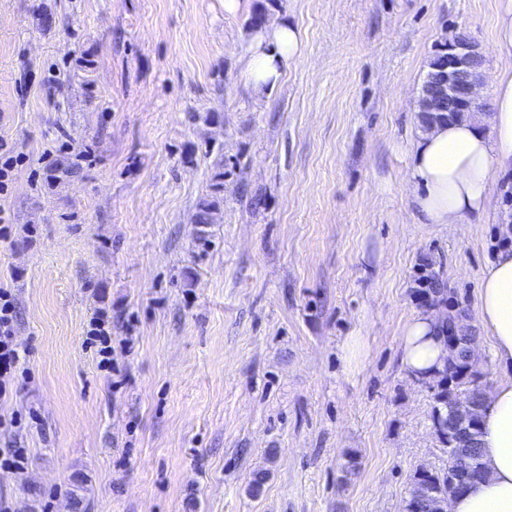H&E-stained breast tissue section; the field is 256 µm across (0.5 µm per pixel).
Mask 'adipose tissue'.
Segmentation results:
<instances>
[{
  "label": "adipose tissue",
  "mask_w": 512,
  "mask_h": 512,
  "mask_svg": "<svg viewBox=\"0 0 512 512\" xmlns=\"http://www.w3.org/2000/svg\"><path fill=\"white\" fill-rule=\"evenodd\" d=\"M302 52V33L291 23L255 28L243 58L246 88L261 95ZM492 97L489 117L434 124L414 144L409 180L419 188L413 202L424 223L456 224L482 215L493 172L512 169V69L495 75ZM478 316L495 358L512 369V249L501 250L483 269ZM403 348L411 377L427 378L442 368L448 349L432 310H420L406 324ZM481 448L487 476L456 496L449 512H512V378L486 398Z\"/></svg>",
  "instance_id": "ef3b65f1"
}]
</instances>
